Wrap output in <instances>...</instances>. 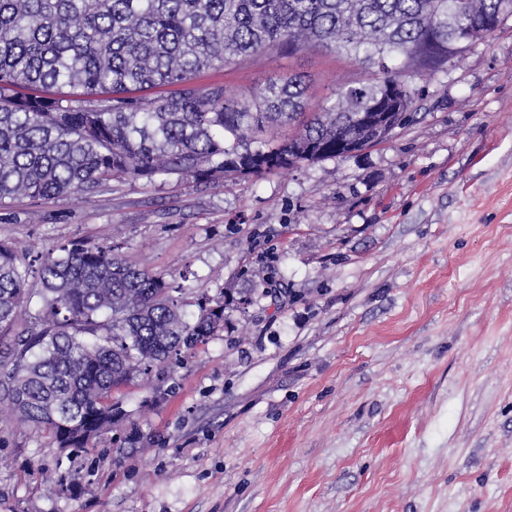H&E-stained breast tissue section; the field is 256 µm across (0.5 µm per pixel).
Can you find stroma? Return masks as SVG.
<instances>
[{
    "mask_svg": "<svg viewBox=\"0 0 512 512\" xmlns=\"http://www.w3.org/2000/svg\"><path fill=\"white\" fill-rule=\"evenodd\" d=\"M291 73L314 110L369 77L308 50L197 82ZM410 84L412 121L349 158L0 206L26 261L112 243L187 313L231 298L93 447L0 421V512H512V17Z\"/></svg>",
    "mask_w": 512,
    "mask_h": 512,
    "instance_id": "35a3bbf8",
    "label": "stroma"
}]
</instances>
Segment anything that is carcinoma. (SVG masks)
<instances>
[{
    "label": "carcinoma",
    "instance_id": "1",
    "mask_svg": "<svg viewBox=\"0 0 512 512\" xmlns=\"http://www.w3.org/2000/svg\"><path fill=\"white\" fill-rule=\"evenodd\" d=\"M512 0H0V205L88 197L114 179L212 183L336 157L388 83L442 69L494 33ZM312 48L372 70L306 111L304 76L241 103L204 69ZM174 86L169 96L155 89ZM21 263L0 241V406L77 454L125 418L112 393L199 348L224 323L189 317L165 277L118 248L70 242ZM36 309L30 313V309Z\"/></svg>",
    "mask_w": 512,
    "mask_h": 512
}]
</instances>
